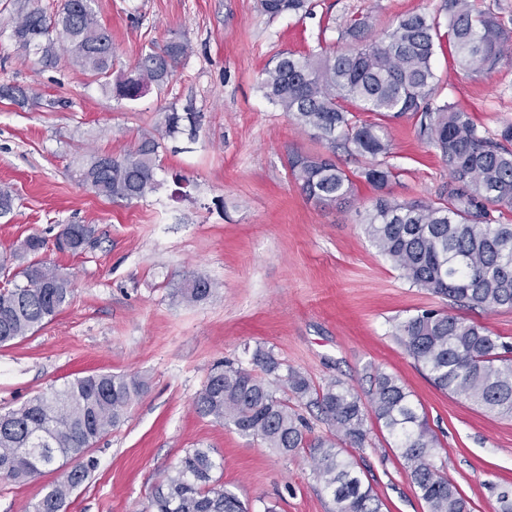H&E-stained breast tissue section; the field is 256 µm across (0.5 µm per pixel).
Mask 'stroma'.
<instances>
[{
  "label": "stroma",
  "instance_id": "1",
  "mask_svg": "<svg viewBox=\"0 0 512 512\" xmlns=\"http://www.w3.org/2000/svg\"><path fill=\"white\" fill-rule=\"evenodd\" d=\"M304 16L269 18L258 0H95L112 36V74L141 52L186 38L191 54L172 78L134 101L104 94L79 67L21 62L11 37L13 0H0V84L31 87L26 106L0 100V187L14 194L0 218V255L29 235L40 257L67 274L73 296L52 321L0 347V410L74 378L111 372L144 384L123 424L91 449L97 466L65 512H144L164 474L186 451L211 449L225 487L251 512H334L309 458L283 456L259 438L199 416L194 398L219 360L253 369L256 348L315 384L340 379L359 395L379 369L396 376L425 412L441 448L434 460L471 512H500L512 490V419L484 413L437 388L394 337L417 310L444 309L412 287L366 237L361 217L377 193L357 181L341 205L309 200L288 171L293 152L323 145L298 131L260 88L267 62L320 45L342 52L350 19L367 18L377 38L398 16L424 12L447 21L445 0H312ZM436 95L470 113L489 133L512 121V59L478 80L458 73L447 52L434 58ZM201 115L195 136L162 137L157 190L140 201L96 196L76 180L91 153L119 155L141 136L159 135L170 109ZM385 192L399 201L434 200L448 169L406 116L390 121ZM64 224H90L83 251L58 250ZM216 286L196 302L176 294L184 279ZM353 449L383 512H427L397 449L375 418ZM46 471L27 484L0 481V512H28Z\"/></svg>",
  "mask_w": 512,
  "mask_h": 512
}]
</instances>
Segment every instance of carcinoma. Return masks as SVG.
Instances as JSON below:
<instances>
[{
	"label": "carcinoma",
	"instance_id": "carcinoma-1",
	"mask_svg": "<svg viewBox=\"0 0 512 512\" xmlns=\"http://www.w3.org/2000/svg\"><path fill=\"white\" fill-rule=\"evenodd\" d=\"M258 3L270 17L311 11L310 0ZM93 4L61 0L49 14L26 0L15 9L12 38L17 50L45 68L57 67L65 54L104 91L130 101L168 81L174 65L189 53L186 39L173 38L160 49L149 48L133 72L112 81V38ZM446 6L444 31L436 18L408 13L371 42L364 39L366 23L355 19L345 29L355 41L353 48L282 54L263 68L261 89L296 127L327 149L288 157L302 192L322 204L344 201L353 192L352 178L333 159L338 149L370 159L359 176L384 190L394 173L385 161L391 143L383 122L405 115L417 118L419 135L448 167V191L435 201L399 202L381 195L363 217L364 232L412 286L448 299L452 307L512 310V224L497 222L488 208L493 203L512 206V122L491 135L468 112L436 100L433 67L446 40L460 73L474 80L483 77L512 53V31L475 0H446ZM0 98L23 106L30 100L29 89L1 84ZM363 113L375 121L361 119ZM198 125L199 115L189 110L164 115L169 136L185 128L193 132ZM159 148L158 138L144 135L118 156L91 154L76 177L99 196L142 200L157 189ZM67 232L70 251L76 253L91 242L95 229L69 224ZM16 276L22 281L0 289V346L51 321L73 293L68 277L39 260L21 266ZM214 291L199 276L180 285L178 295L197 302ZM395 336L436 388L493 416L512 417V343L447 310H418L396 325ZM253 362L262 375L230 361L216 363L195 396L197 413L245 437H258L280 454L304 451L316 478L331 493L336 512H381L379 496L341 448H360L367 438L358 392L340 379L317 386L298 370L283 374L273 352L261 348ZM370 383L371 411L393 439L428 512H468L457 487L434 465L439 439L405 385L382 371L371 375ZM142 391L143 383L135 377L98 373L1 412L0 480L24 483L57 466L60 477L44 486L30 512H62L95 468L90 448L125 420ZM301 406L316 408L328 432L313 434ZM219 468L210 449L187 452L156 486L149 512H247L214 475Z\"/></svg>",
	"mask_w": 512,
	"mask_h": 512
}]
</instances>
